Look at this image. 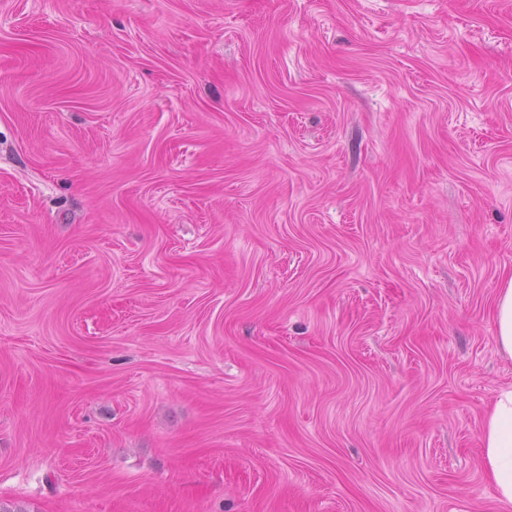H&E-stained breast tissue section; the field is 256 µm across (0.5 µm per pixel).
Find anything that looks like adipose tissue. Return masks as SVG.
<instances>
[{
	"instance_id": "obj_1",
	"label": "adipose tissue",
	"mask_w": 512,
	"mask_h": 512,
	"mask_svg": "<svg viewBox=\"0 0 512 512\" xmlns=\"http://www.w3.org/2000/svg\"><path fill=\"white\" fill-rule=\"evenodd\" d=\"M499 353L512 359V276L502 279L493 307ZM481 465L496 490L500 512H512V385L502 388L481 427Z\"/></svg>"
}]
</instances>
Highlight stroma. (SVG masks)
<instances>
[{
    "mask_svg": "<svg viewBox=\"0 0 512 512\" xmlns=\"http://www.w3.org/2000/svg\"><path fill=\"white\" fill-rule=\"evenodd\" d=\"M512 0H0V512H497Z\"/></svg>",
    "mask_w": 512,
    "mask_h": 512,
    "instance_id": "obj_1",
    "label": "stroma"
}]
</instances>
